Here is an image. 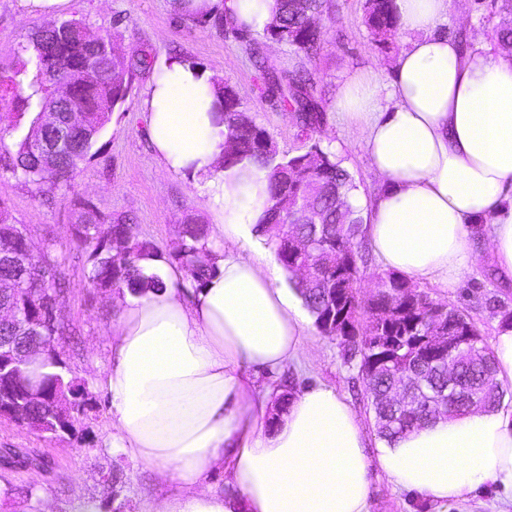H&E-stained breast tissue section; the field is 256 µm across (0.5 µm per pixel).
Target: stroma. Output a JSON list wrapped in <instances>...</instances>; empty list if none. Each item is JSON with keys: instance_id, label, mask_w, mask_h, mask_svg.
Here are the masks:
<instances>
[{"instance_id": "stroma-1", "label": "stroma", "mask_w": 512, "mask_h": 512, "mask_svg": "<svg viewBox=\"0 0 512 512\" xmlns=\"http://www.w3.org/2000/svg\"><path fill=\"white\" fill-rule=\"evenodd\" d=\"M335 19L326 21L321 50L305 62L289 47L268 43L265 54L279 70L302 67L315 72L327 91V123L322 144L333 150L341 167L355 179L361 211H368L378 180L352 127L341 117L335 101L344 81L356 71L370 70L390 81L394 62L404 46L395 39L380 51L363 23L364 0H335ZM62 18L89 24L93 30L116 35L118 51L139 69L132 91L101 131L90 156L71 180L44 198L36 185L9 168L16 136L0 146V206L14 223L25 228L37 260L58 263L66 288L57 299L62 322L75 326L76 334L60 339V349L73 377L84 393L76 415L74 435L52 439L0 420V512H42L51 500L58 512H71L85 498H97L100 512H141L154 477L133 465L109 445L112 416L97 380L107 366L106 334L115 316L111 292L95 288L89 279L91 250L78 245L73 226L81 204L90 205L111 221L131 217L139 238L154 243L158 255L175 265L180 231L187 221L214 227L207 198L190 178L165 171L150 144L142 99L162 59L191 57L216 78L235 87L242 111L263 125L278 148L296 152L292 117L265 86L264 77L228 27L198 24L172 12L168 0H70ZM48 15H29L18 0H0V95L4 80L17 67L18 51L37 27L51 23ZM474 264L453 289L430 282L420 290L435 301L458 309L470 318L484 338H491L499 321L487 304L498 297L512 310V280L497 271L490 243L478 236L473 243ZM311 361L295 367L299 386L324 383L352 406L368 436L369 449L383 440L374 426V411L357 363L348 362L336 340L308 324ZM369 512H512V499L495 488L480 489L444 505L429 504L418 494L394 488L381 470L370 474Z\"/></svg>"}]
</instances>
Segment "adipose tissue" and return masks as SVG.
I'll return each mask as SVG.
<instances>
[{
    "mask_svg": "<svg viewBox=\"0 0 512 512\" xmlns=\"http://www.w3.org/2000/svg\"><path fill=\"white\" fill-rule=\"evenodd\" d=\"M406 36L387 85L348 77L336 99L358 130L378 190L366 226L385 269L444 288L472 263L485 229L512 277V57L473 37L469 50L438 34L451 0H395ZM194 17L221 9L263 32L276 0H169ZM209 70L163 60L145 90L149 139L162 167L208 198L221 240L206 249L217 271L187 288L161 259L164 286L115 297L110 357L98 384L109 399L112 447L151 470L161 492L142 512H369L370 473L427 502L490 485L512 494V408L441 417L369 454L353 408L316 384L272 413L267 375L305 349L307 323L277 284L272 258L250 254L265 201L252 162L223 164L225 127L211 108ZM223 471L228 492L207 481ZM177 492H167V485Z\"/></svg>",
    "mask_w": 512,
    "mask_h": 512,
    "instance_id": "adipose-tissue-1",
    "label": "adipose tissue"
}]
</instances>
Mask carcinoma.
<instances>
[{
  "label": "carcinoma",
  "instance_id": "obj_1",
  "mask_svg": "<svg viewBox=\"0 0 512 512\" xmlns=\"http://www.w3.org/2000/svg\"><path fill=\"white\" fill-rule=\"evenodd\" d=\"M277 10L273 21L262 34L254 36L248 30H235L238 38L246 41L251 58L264 75L267 88L291 112L297 128V138L302 142L301 151L290 155L270 147L272 137L262 126L239 119L242 103L235 89L227 82L219 83L221 97L218 112L226 128L224 167L248 160L266 172L265 210L260 219L262 235L275 242L276 257L289 273V281L303 299L319 327L327 320H336L343 306L330 307L335 299L346 302L357 300L358 285L352 274L339 273L343 256L353 259L356 273H361L363 251V218L348 201L349 194L357 189L351 174L336 162L333 153L322 146L321 134L327 122L325 99L312 73L306 70L277 71L265 65L266 57L260 52V43L278 41L309 61L316 58L323 32L320 22L335 14V0H276ZM480 10L491 16L507 13L512 16V0H477ZM363 22L372 41L381 50L389 48L390 40L398 33L394 0H364ZM23 51L28 58L9 77L11 101L17 114L22 115L31 107L38 108L30 121L27 132L16 141L17 150L12 159V172H21L31 183L41 187L57 186L68 181L87 158L97 137L112 112L122 106L129 96L136 76L137 66L125 61L115 50L112 37L90 29L82 22L62 20L37 29ZM94 63L100 76L94 80L86 77L85 68ZM69 85L72 95L70 106L84 116L72 151L56 160L48 161L35 151V144L50 133L45 114L56 107L47 88V76ZM291 195L299 200H312L320 210L322 224L314 227L304 223L299 212L288 216L277 209L279 199ZM302 224V231L320 243L314 255L316 271L314 280L303 281L295 273V262L280 242L276 225ZM181 243L176 258L192 281L200 284L215 267L204 261L201 242L210 237L204 224L189 222L180 232ZM75 237L92 247L90 279L101 290L126 288L140 294L150 288L163 285L159 270L139 265L141 258L156 253L152 242L138 238L129 218H120L106 224L89 205H83L75 226ZM0 241L7 247L20 251L26 240L10 221L7 210L0 206ZM125 252L130 262L124 267L112 266V254ZM381 289L370 298V304L379 308L385 303L386 293L396 289L402 302L424 301L427 295L410 291L411 284L392 272L376 275ZM39 306L56 296L64 288L57 267L49 265L39 275ZM421 329L420 315L402 312L392 322L390 335L399 338L397 345L382 350L373 348L374 340L354 335L341 342L351 356H360L359 372L367 383L368 393L373 395L393 382L414 384L422 376L423 392L411 394L410 406L403 410L381 408L375 414L378 435L388 442L421 428L435 420L425 407L426 395L431 394L446 403L448 416L458 417L468 413L470 398L481 393L484 407L499 405L504 390L495 378L494 355L486 339L478 335L475 347L481 356L467 352L459 356L457 388L449 396L443 387L447 379L433 363L434 356L422 346L411 343ZM40 375L48 396H53L58 383L65 379L63 369L47 363ZM56 416L55 406L49 401L32 409L30 425L40 429Z\"/></svg>",
  "mask_w": 512,
  "mask_h": 512
}]
</instances>
